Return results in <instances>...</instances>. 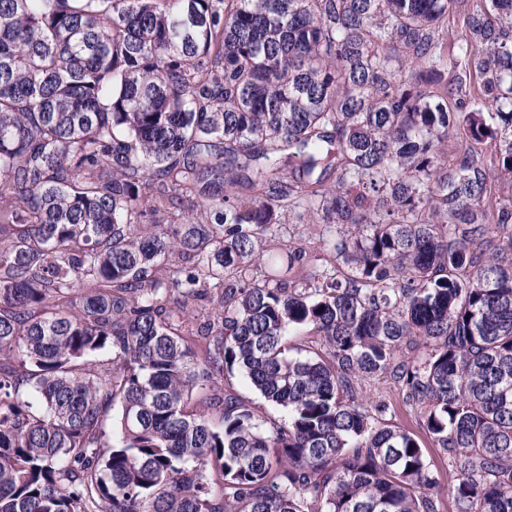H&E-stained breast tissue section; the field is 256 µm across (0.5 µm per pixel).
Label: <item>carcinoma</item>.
<instances>
[{
  "label": "carcinoma",
  "instance_id": "obj_1",
  "mask_svg": "<svg viewBox=\"0 0 512 512\" xmlns=\"http://www.w3.org/2000/svg\"><path fill=\"white\" fill-rule=\"evenodd\" d=\"M456 3L0 0V512H512V0ZM224 385H226V387L229 385L241 396L251 400L254 403V405L262 412L266 411L267 413L272 415H279V413L276 410H274L273 408L269 407L266 404L264 399L257 392L250 389L238 375L229 376L227 377L226 380L224 379ZM367 396H369L371 400H381L386 402L390 406L387 419L391 418V412L392 423L414 432L420 438L423 448H426L427 458L439 469L440 479L442 483L446 485L448 483V468H446L443 462L440 461L436 448L432 446L422 433L414 414H411L400 407V398L397 389L387 382H381L379 384L376 383L367 388Z\"/></svg>",
  "mask_w": 512,
  "mask_h": 512
}]
</instances>
